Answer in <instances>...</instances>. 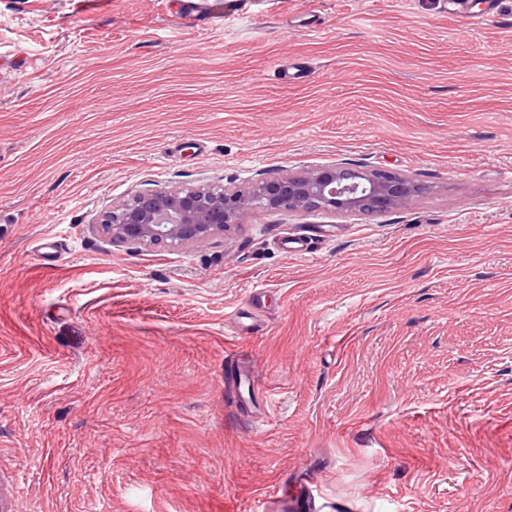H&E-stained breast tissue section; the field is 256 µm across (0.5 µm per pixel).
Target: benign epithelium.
Segmentation results:
<instances>
[{
  "mask_svg": "<svg viewBox=\"0 0 512 512\" xmlns=\"http://www.w3.org/2000/svg\"><path fill=\"white\" fill-rule=\"evenodd\" d=\"M360 176L348 182L346 169L328 165L284 169L274 177L260 173L246 188L206 183L140 192L104 211L98 226L114 242L180 246L206 241L257 209L364 215L408 207L421 191L408 175L372 170Z\"/></svg>",
  "mask_w": 512,
  "mask_h": 512,
  "instance_id": "benign-epithelium-1",
  "label": "benign epithelium"
}]
</instances>
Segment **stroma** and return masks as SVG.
<instances>
[{"instance_id": "stroma-1", "label": "stroma", "mask_w": 512, "mask_h": 512, "mask_svg": "<svg viewBox=\"0 0 512 512\" xmlns=\"http://www.w3.org/2000/svg\"><path fill=\"white\" fill-rule=\"evenodd\" d=\"M205 2L223 24L0 0V512H254L278 485L311 512H512V23ZM328 164L423 191L188 246L95 227L144 190Z\"/></svg>"}]
</instances>
